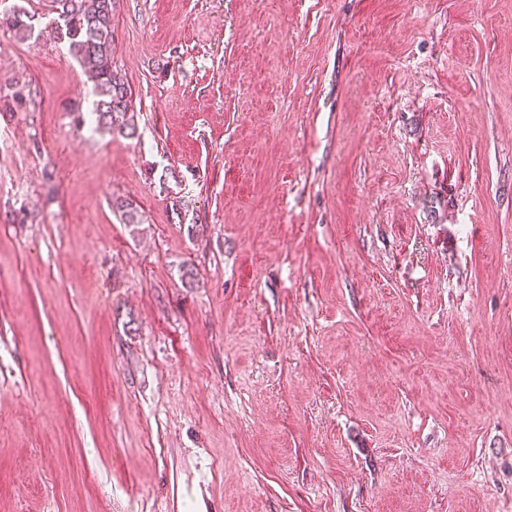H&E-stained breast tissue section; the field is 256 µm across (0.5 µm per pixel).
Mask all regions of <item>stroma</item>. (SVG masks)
Here are the masks:
<instances>
[{
    "label": "stroma",
    "mask_w": 512,
    "mask_h": 512,
    "mask_svg": "<svg viewBox=\"0 0 512 512\" xmlns=\"http://www.w3.org/2000/svg\"><path fill=\"white\" fill-rule=\"evenodd\" d=\"M112 29L133 138L0 26V512H512V0ZM25 83L16 82L7 92L0 89V111L13 112L15 108L22 106L30 96V89H26Z\"/></svg>",
    "instance_id": "stroma-1"
}]
</instances>
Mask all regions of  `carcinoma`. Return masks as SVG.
Segmentation results:
<instances>
[{"label": "carcinoma", "mask_w": 512, "mask_h": 512, "mask_svg": "<svg viewBox=\"0 0 512 512\" xmlns=\"http://www.w3.org/2000/svg\"><path fill=\"white\" fill-rule=\"evenodd\" d=\"M53 3L56 33L59 39L68 42L72 56L91 83L95 128L135 136L132 92L112 66L116 52L112 31L114 0H53ZM35 21L36 17L26 11L0 9V24L7 23L21 41L34 35ZM29 96L24 84L16 83L6 92L0 90V111H14ZM112 209L121 213L124 223H139L137 211L130 203L116 198L112 200Z\"/></svg>", "instance_id": "1"}]
</instances>
